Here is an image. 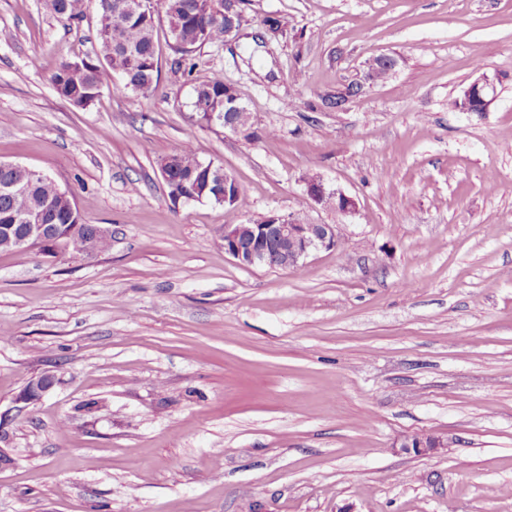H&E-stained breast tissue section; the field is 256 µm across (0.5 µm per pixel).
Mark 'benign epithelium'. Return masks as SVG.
Instances as JSON below:
<instances>
[{
	"label": "benign epithelium",
	"instance_id": "obj_1",
	"mask_svg": "<svg viewBox=\"0 0 512 512\" xmlns=\"http://www.w3.org/2000/svg\"><path fill=\"white\" fill-rule=\"evenodd\" d=\"M239 0H225L224 16L228 18L225 38L233 36L238 30L237 22L245 20L244 13L237 10ZM495 87L486 78H481L466 89L461 97L460 109L463 112H486L495 101ZM306 193L318 204L325 203L327 197L336 199V209L343 213L355 210V201L339 192L328 189L323 181L315 176L305 180ZM0 236L6 243L17 249L45 247L47 225L41 223L42 214L36 211L27 218L24 231L15 233V219L2 215ZM220 239L224 253L243 267L268 266L278 268H297L316 249L331 248L337 245L338 235L333 224H306L292 216L275 213L264 216L262 224H226ZM282 241L289 243L288 251L278 247ZM55 384L54 377L45 374L32 381L16 399L18 403L28 404L37 400ZM403 448H413L418 452H438L448 447V441L433 436L413 437L401 443Z\"/></svg>",
	"mask_w": 512,
	"mask_h": 512
}]
</instances>
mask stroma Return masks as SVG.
Masks as SVG:
<instances>
[{
    "mask_svg": "<svg viewBox=\"0 0 512 512\" xmlns=\"http://www.w3.org/2000/svg\"><path fill=\"white\" fill-rule=\"evenodd\" d=\"M244 15L189 74L158 21V88L111 74L81 108L51 77L97 51L95 5L72 24L48 0H0V161L109 233L92 256L0 251V512H512V0ZM380 55L396 66L368 79ZM215 75L248 133L195 121ZM482 77L489 110H452ZM185 146L247 208L173 204L160 164ZM311 176L355 210L313 202ZM269 213L336 225L338 245L296 270L240 267L221 230ZM43 374L54 387L18 406ZM422 435L447 451L396 446Z\"/></svg>",
    "mask_w": 512,
    "mask_h": 512,
    "instance_id": "stroma-1",
    "label": "stroma"
}]
</instances>
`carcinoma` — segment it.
<instances>
[{"instance_id": "1", "label": "carcinoma", "mask_w": 512, "mask_h": 512, "mask_svg": "<svg viewBox=\"0 0 512 512\" xmlns=\"http://www.w3.org/2000/svg\"><path fill=\"white\" fill-rule=\"evenodd\" d=\"M152 12L135 8L136 0H96L98 12L97 37L99 49L86 56L60 64L52 76L57 94L78 106H87L101 93L105 69L123 77L125 86L141 93L153 91L159 81L161 55L156 38V19L165 17L169 47L178 55L174 64L181 67L203 46L224 40V0H150ZM87 0H49L52 11L68 22H78L84 16ZM234 88L216 75L194 87L193 110L197 120L211 125H224V114L233 111ZM177 169L174 177L189 178L205 190L204 199L218 202L217 194L224 188H205L199 169L203 161L189 149L175 153ZM11 182L32 184V189L19 195L0 191V215L8 211L16 215L18 226L33 211L44 214L45 223L60 236L67 234L69 225L82 219L78 209L62 200L56 184L49 178H37L22 167L0 169V186Z\"/></svg>"}]
</instances>
